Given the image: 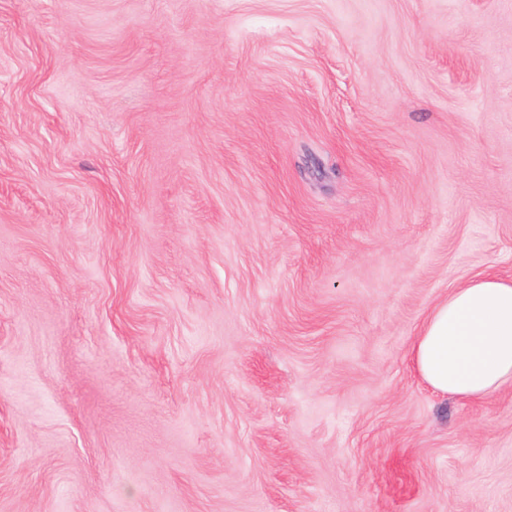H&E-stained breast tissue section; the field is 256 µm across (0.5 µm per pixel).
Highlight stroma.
Here are the masks:
<instances>
[{
	"mask_svg": "<svg viewBox=\"0 0 512 512\" xmlns=\"http://www.w3.org/2000/svg\"><path fill=\"white\" fill-rule=\"evenodd\" d=\"M512 0H0V512H512ZM411 359L441 394L478 399L512 386V281L484 274L452 289L426 316Z\"/></svg>",
	"mask_w": 512,
	"mask_h": 512,
	"instance_id": "stroma-1",
	"label": "stroma"
}]
</instances>
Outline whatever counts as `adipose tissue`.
<instances>
[{
    "label": "adipose tissue",
    "instance_id": "obj_1",
    "mask_svg": "<svg viewBox=\"0 0 512 512\" xmlns=\"http://www.w3.org/2000/svg\"><path fill=\"white\" fill-rule=\"evenodd\" d=\"M411 359L441 394L478 399L512 386V281L484 274L452 289L426 316Z\"/></svg>",
    "mask_w": 512,
    "mask_h": 512
}]
</instances>
